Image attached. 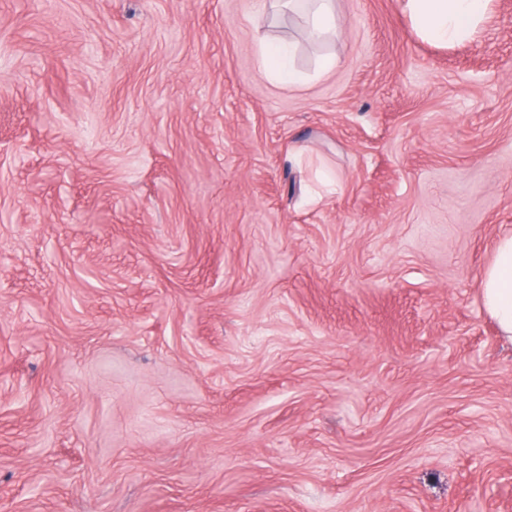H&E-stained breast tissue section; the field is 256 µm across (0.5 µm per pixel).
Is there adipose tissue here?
Masks as SVG:
<instances>
[{
	"instance_id": "ef3b65f1",
	"label": "adipose tissue",
	"mask_w": 512,
	"mask_h": 512,
	"mask_svg": "<svg viewBox=\"0 0 512 512\" xmlns=\"http://www.w3.org/2000/svg\"><path fill=\"white\" fill-rule=\"evenodd\" d=\"M492 0H406L405 10L416 29L443 44L472 39L488 13ZM292 43L262 41L258 44L261 71L269 78L298 83L293 68ZM482 300L503 336L512 340V234L497 241L494 258L483 274Z\"/></svg>"
}]
</instances>
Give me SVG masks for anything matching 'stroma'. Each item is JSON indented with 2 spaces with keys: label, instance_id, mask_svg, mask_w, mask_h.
Wrapping results in <instances>:
<instances>
[{
  "label": "stroma",
  "instance_id": "35a3bbf8",
  "mask_svg": "<svg viewBox=\"0 0 512 512\" xmlns=\"http://www.w3.org/2000/svg\"><path fill=\"white\" fill-rule=\"evenodd\" d=\"M334 7L0 0V512H512V0ZM333 0H260L262 12L278 11L288 6V11L294 12L297 5L303 2L312 3L315 8L306 17L304 33L308 37L321 36L325 33H340L339 24L332 5ZM416 29L443 44L470 40L488 13L492 0H405ZM293 54L294 47L290 42L260 41L258 44L261 71L269 78L288 85L300 81L299 74L291 64ZM482 300L502 336L512 340V234L497 241L494 258L483 274Z\"/></svg>",
  "mask_w": 512,
  "mask_h": 512
}]
</instances>
